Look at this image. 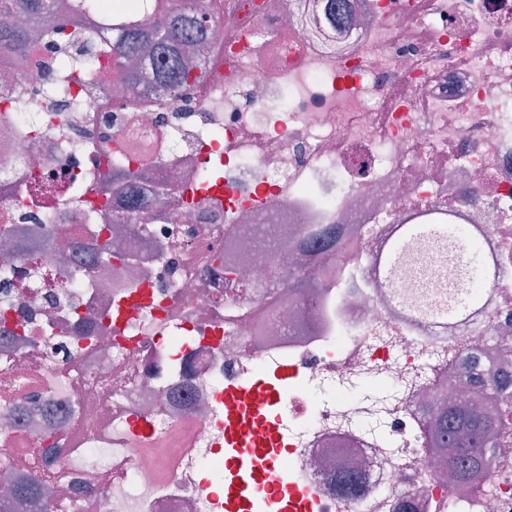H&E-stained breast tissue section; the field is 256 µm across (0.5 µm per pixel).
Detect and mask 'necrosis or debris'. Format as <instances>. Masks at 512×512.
I'll list each match as a JSON object with an SVG mask.
<instances>
[{"label":"necrosis or debris","mask_w":512,"mask_h":512,"mask_svg":"<svg viewBox=\"0 0 512 512\" xmlns=\"http://www.w3.org/2000/svg\"><path fill=\"white\" fill-rule=\"evenodd\" d=\"M342 51L301 23L299 0H223L200 57L210 75L171 107L117 94L88 69L79 99L60 84L65 47L0 56L24 88L0 103V245L33 230L26 261L0 249V489L39 479L8 512H224L228 388L263 376L288 433L289 512H512V0H348ZM224 169V198L205 184ZM112 184L113 210L146 202L127 260L79 258L99 226L76 197L30 190ZM200 185L185 199L183 186ZM446 218L491 260L474 304L440 321L401 309L465 285L446 254L422 281L381 275L385 251L416 250L403 225ZM335 224L326 257L307 247ZM304 273L303 299L271 269ZM508 388L481 404L492 374ZM383 385L368 402L361 386ZM500 415L480 493L451 480V448L425 449L448 406ZM360 475L344 496L334 477Z\"/></svg>","instance_id":"obj_1"}]
</instances>
